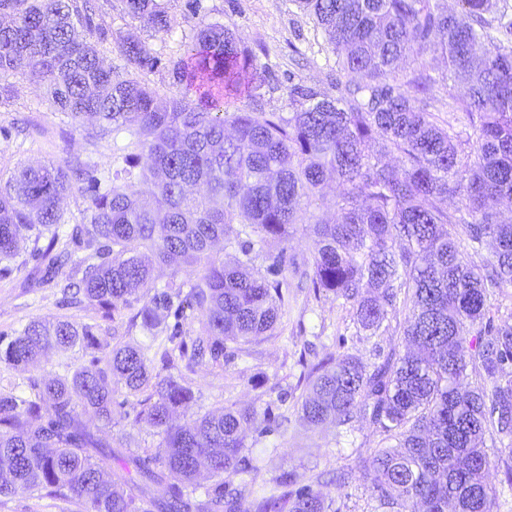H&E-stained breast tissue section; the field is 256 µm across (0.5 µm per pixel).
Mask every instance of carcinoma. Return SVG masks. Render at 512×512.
I'll return each mask as SVG.
<instances>
[{"label":"carcinoma","mask_w":512,"mask_h":512,"mask_svg":"<svg viewBox=\"0 0 512 512\" xmlns=\"http://www.w3.org/2000/svg\"><path fill=\"white\" fill-rule=\"evenodd\" d=\"M120 2L140 34L115 36L97 23L112 0H0V79L28 78L79 126L92 123L89 139H110L117 150L102 178L78 155L17 166L0 185L3 270L34 230L50 233L43 255L52 278L69 245L82 246L87 254L64 288H78L109 316L142 293L136 317L150 339L118 342L106 362L93 355L69 376L32 379L25 395L0 392V495L77 497L82 512H330L309 486L242 508L224 474L252 473L243 429L257 411L224 408L175 426L172 414L192 391L150 371L158 354L190 369L223 361L228 342L274 335L283 282L250 272L251 236L280 243L288 226L307 224L313 262L301 275L353 302L361 329L398 331L417 350L371 366L352 356L330 370L318 365L300 418L314 426L362 418L380 430L385 446L364 462L363 477L389 512H492L485 471L490 457L512 454V325L486 319L495 290L512 285V224L485 204L512 198V46L490 33L512 37L500 0H457L453 11L430 0H293L336 53L337 78L334 93L292 84L285 114L262 108L266 66L236 29L200 18L199 0L187 3L190 35L170 62L178 92L161 97L133 73L163 65L148 38L169 32L167 0ZM99 42L116 44L125 71L105 65ZM429 52L446 56L461 89H448V108L462 115L463 133L411 95L437 83L427 74ZM407 57L417 66L405 74ZM242 95L253 106L229 111ZM78 183L88 206L66 233L62 204ZM449 197L459 203L452 212L439 206ZM457 224L473 252L495 243L489 268L466 259ZM219 241L237 253L234 262L213 252ZM161 264L175 274L190 267L191 279L159 288ZM171 316H200L201 328L188 342L174 325L170 347L158 351ZM77 346L96 349L93 326L32 320L0 347V364ZM469 370L480 377L475 386ZM114 378L147 394L136 421L163 434L158 469L85 423L90 416L112 427ZM202 466L212 482L200 491ZM129 483L138 494L123 489Z\"/></svg>","instance_id":"cac0c4a2"}]
</instances>
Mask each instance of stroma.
I'll return each mask as SVG.
<instances>
[{
	"mask_svg": "<svg viewBox=\"0 0 512 512\" xmlns=\"http://www.w3.org/2000/svg\"><path fill=\"white\" fill-rule=\"evenodd\" d=\"M205 20L236 25L248 46L269 67L272 92L265 96L266 110L288 109L290 80L331 89L336 78V57L321 30L299 10L294 0H201ZM12 99L0 105V178H8L24 162H61L78 155L99 169L112 167V144L89 141L84 128L57 111L41 90L21 76L5 78ZM47 238L27 240L0 276V338L10 339L31 320L66 319L92 325L98 341L95 354L108 358L113 345L128 339L129 319L140 307L132 301L120 317L106 316L98 306L82 301L66 304L55 283L45 281L43 260L34 257L35 245ZM288 280L285 314L272 336H257L242 345H229L223 365L203 363L187 372L194 398L178 409L174 420L190 418L221 408L251 407L257 413L276 416L272 431L245 430L244 455L256 467V476L226 473L224 482L239 491L244 507H251L262 489L284 479L289 490L311 485L321 473L351 470L348 484L330 482L321 490L333 499L335 512H383L371 498L359 467L361 459L382 445L380 431L360 420L345 426H309L299 419L305 375L317 363L352 355L366 365L380 362L391 351H404L397 334L372 336L354 322L353 305L332 294L316 293L308 280L285 269ZM88 353L75 348L48 352L30 366L0 365V389L23 390L30 379L72 372L86 365ZM117 415L102 437L142 457L155 456L162 435L136 423L141 395L129 393L123 384L112 386Z\"/></svg>",
	"mask_w": 512,
	"mask_h": 512,
	"instance_id": "obj_1",
	"label": "stroma"
}]
</instances>
